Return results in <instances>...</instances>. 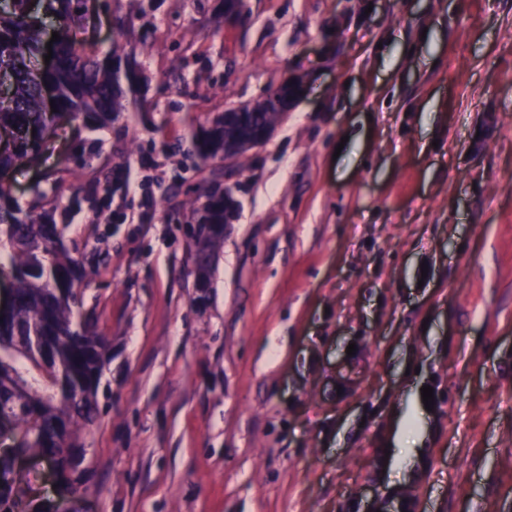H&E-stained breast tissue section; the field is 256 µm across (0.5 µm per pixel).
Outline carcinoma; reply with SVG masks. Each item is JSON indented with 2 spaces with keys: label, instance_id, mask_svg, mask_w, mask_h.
<instances>
[{
  "label": "carcinoma",
  "instance_id": "carcinoma-1",
  "mask_svg": "<svg viewBox=\"0 0 512 512\" xmlns=\"http://www.w3.org/2000/svg\"><path fill=\"white\" fill-rule=\"evenodd\" d=\"M71 2L46 0L45 14L54 18L59 39L52 43L53 67L42 69L36 60L44 50L43 18L31 13L30 0H0V72L8 76V83L0 82V129L12 133L0 144V242L8 249L14 305L13 316L0 322V409L13 410L28 427L27 453L47 454L64 470L70 449L84 447L82 431L97 420L108 341L80 311L77 291L89 283L90 274L69 256L62 231L50 219L59 200L46 201L36 183L32 200L22 206L5 178L41 152L45 129L56 118L97 130L130 106L147 108L138 98L136 67L122 65L115 50L102 54L75 38ZM249 119L256 129L274 122L259 102ZM191 142L204 164L233 146L239 155L250 150L246 139H224L222 117L193 133ZM223 176V170L212 168L208 180L183 190L197 201L205 199L198 234L206 241L192 240V259L196 276L207 279L212 253L224 239L215 225L231 223L238 207L234 199H224ZM13 462L10 450L0 454V512H44L27 500L30 479L1 480L14 473Z\"/></svg>",
  "mask_w": 512,
  "mask_h": 512
}]
</instances>
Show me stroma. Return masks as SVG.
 <instances>
[{"label":"stroma","instance_id":"stroma-1","mask_svg":"<svg viewBox=\"0 0 512 512\" xmlns=\"http://www.w3.org/2000/svg\"><path fill=\"white\" fill-rule=\"evenodd\" d=\"M75 0L133 54L147 112L57 124L9 174L55 209L108 336L77 495L58 512H512V0ZM302 93L235 180L205 299L191 142ZM354 354H347V346ZM433 389L425 407L422 386Z\"/></svg>","mask_w":512,"mask_h":512}]
</instances>
